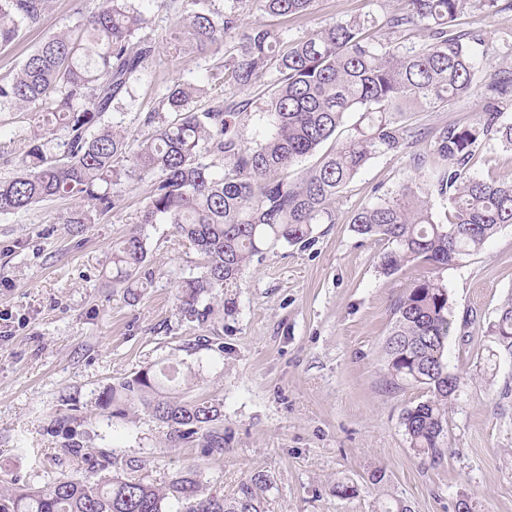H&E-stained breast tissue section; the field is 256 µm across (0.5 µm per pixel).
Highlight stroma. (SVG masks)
<instances>
[{"label": "stroma", "instance_id": "stroma-1", "mask_svg": "<svg viewBox=\"0 0 512 512\" xmlns=\"http://www.w3.org/2000/svg\"><path fill=\"white\" fill-rule=\"evenodd\" d=\"M77 0H48L40 23L0 47V78L12 75L43 40L75 19ZM400 0H315L310 14L284 19L252 10L247 21L282 30L285 42L350 16L384 15ZM493 14L471 9L457 29L480 35L493 68L480 70L470 92L430 112L413 113L421 138L402 155L376 157L331 205L335 221L315 225L307 246L283 244L253 262L235 287L207 296L203 323L187 322L179 295L202 257L173 225L147 228L148 257L140 295L127 299L111 278L113 242L137 226L149 181L118 185L120 201L90 224H71L85 201L55 197L0 215V491L45 487L69 473L65 446L80 440L144 463L161 483L192 469L205 494L231 497L253 472L268 475L270 512H379L403 500L411 512H512V353L487 333L512 297V225L480 252L437 272L409 265L380 275L384 241L354 233L363 206L389 197L414 173V159L433 151V133L477 118L485 87L512 74V0ZM238 44L221 52L157 53L147 76L105 118L131 148L151 137L147 117L174 82L208 85ZM472 174L512 178V149L481 146ZM437 276L448 288L453 331L448 365L463 378L448 417L451 446L443 461L424 464L410 448L403 412L425 400L417 386L393 389L384 376L391 307L417 279ZM223 351H215V344ZM171 364L196 372L191 397L223 405L224 449L204 453L171 442L165 425L144 411L101 416V392L142 367ZM384 469L373 486L369 474ZM354 485L353 496L336 492Z\"/></svg>", "mask_w": 512, "mask_h": 512}]
</instances>
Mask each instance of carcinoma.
I'll return each mask as SVG.
<instances>
[{
    "mask_svg": "<svg viewBox=\"0 0 512 512\" xmlns=\"http://www.w3.org/2000/svg\"><path fill=\"white\" fill-rule=\"evenodd\" d=\"M276 17L308 14L314 0H231L219 11L212 0H182L179 34L167 42L177 54L188 47L201 54L242 30L236 53L213 74L221 86L250 88L274 72L259 103L251 99L203 111L191 107L202 89L176 82L148 121H158L151 139L129 153L126 137L102 123L116 101L149 69L157 44L136 38L148 26L145 11L130 0H79L76 22L36 47L12 79L0 81V107L31 109L40 124L13 135L10 153L19 170L0 180V214L26 209L52 197H78L89 208L72 212L68 224L92 223V212L116 207L112 187L128 180L152 182L140 227L112 246V283L134 299L143 288L137 272L146 261L145 229L172 224L205 257L200 275L184 282L182 313L202 322L210 308L203 298L240 280L254 261L281 244L307 245L314 225L333 223L329 205L377 155L397 156L420 135L399 117L434 109L469 91L488 64L473 46L482 39L454 27L466 7L489 11L497 0H402L401 11L340 19L282 48L279 31L244 16L255 2ZM45 0H0V46L37 24ZM423 33L421 44L407 32ZM488 103L471 123L434 133V150L416 161L417 176L391 196L362 207L352 230L388 244L378 268L392 275L410 264L443 269L479 252L512 224V180L487 181L469 173L474 152L495 138L512 147V122L503 120L499 100L512 94V80L486 86ZM174 115L167 120L162 113ZM348 112L360 121L341 137ZM258 117L265 136L253 146L242 141V122ZM212 157L203 163V155ZM316 157L294 179L292 169ZM131 160L130 167L123 162ZM433 187L446 202L433 211L425 193ZM449 296L440 280L424 277L405 289L391 309L384 343L386 382L395 388L420 386L429 397L406 410L401 424L409 447L429 465L448 452V414L460 376L448 368L452 331ZM498 344L512 351V297L491 328ZM196 374L179 365L144 367L108 387L98 398L102 413L115 416L140 408L170 429L178 441L201 439L209 454L224 448L215 426L222 405L214 399H186L181 387ZM73 469L112 467L104 482L64 476L47 488L0 494V512H166L176 502L183 512H266L261 492L269 478L257 471L230 498L201 496L196 472H180L163 484L138 475L140 460L118 461L93 454L80 441L66 449Z\"/></svg>",
    "mask_w": 512,
    "mask_h": 512,
    "instance_id": "1",
    "label": "carcinoma"
}]
</instances>
